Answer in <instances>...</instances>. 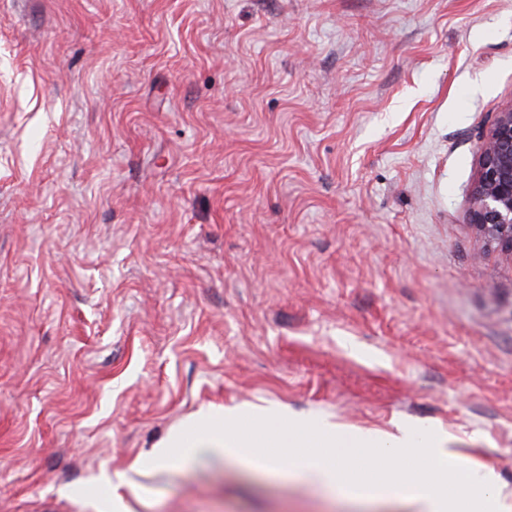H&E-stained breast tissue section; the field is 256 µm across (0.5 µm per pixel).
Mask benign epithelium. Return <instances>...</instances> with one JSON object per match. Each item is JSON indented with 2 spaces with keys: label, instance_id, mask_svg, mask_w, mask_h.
Listing matches in <instances>:
<instances>
[{
  "label": "benign epithelium",
  "instance_id": "obj_1",
  "mask_svg": "<svg viewBox=\"0 0 512 512\" xmlns=\"http://www.w3.org/2000/svg\"><path fill=\"white\" fill-rule=\"evenodd\" d=\"M470 224L478 238L512 253V101L478 140Z\"/></svg>",
  "mask_w": 512,
  "mask_h": 512
}]
</instances>
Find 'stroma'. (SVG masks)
Segmentation results:
<instances>
[{"instance_id":"35a3bbf8","label":"stroma","mask_w":512,"mask_h":512,"mask_svg":"<svg viewBox=\"0 0 512 512\" xmlns=\"http://www.w3.org/2000/svg\"><path fill=\"white\" fill-rule=\"evenodd\" d=\"M512 0H0V512H410L206 406L433 432L512 504V254L469 224Z\"/></svg>"}]
</instances>
